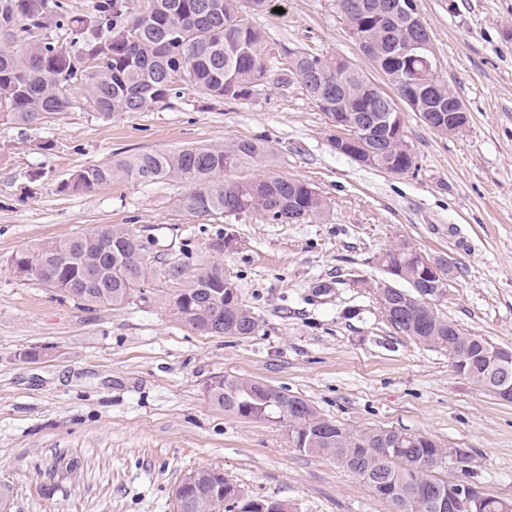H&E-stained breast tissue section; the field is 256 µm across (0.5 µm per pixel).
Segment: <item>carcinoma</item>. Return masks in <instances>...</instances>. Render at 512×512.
I'll return each mask as SVG.
<instances>
[{
  "label": "carcinoma",
  "instance_id": "obj_1",
  "mask_svg": "<svg viewBox=\"0 0 512 512\" xmlns=\"http://www.w3.org/2000/svg\"><path fill=\"white\" fill-rule=\"evenodd\" d=\"M269 0H95L94 16L70 15L60 0H0V35L44 30L69 32L57 44L38 41L18 53L0 51V119L28 126L71 108L66 85L80 75L96 110L144 112L166 103L174 80L199 94L226 102L246 100L271 83L283 87L298 77L328 119L356 126L372 148L364 165L406 174L414 156L405 135L380 121L397 111L393 97L372 83L349 60L328 58L276 42L251 22ZM392 0H336V13L356 31V42L394 89L407 93L412 76L427 73L426 62L400 53L407 38L430 36L418 13H394ZM448 85L437 80L422 95L420 111L447 112ZM267 145L239 140L227 145L189 146L144 152L129 159L76 171L61 189L90 192L126 174L145 183L176 180L187 191L183 209L199 216L239 218L258 214L270 224H301L320 217L325 198L308 183L279 175L226 181L224 173L258 163ZM414 249L402 242L382 253L386 277L374 290L381 309L398 331L427 346L445 349L454 367L481 388L499 369L483 352L494 345L468 334L442 316ZM150 255L123 224L95 233L46 241L12 259L23 277L37 280L75 304L122 305L151 272ZM101 267L98 279L86 270ZM177 319L201 335L252 336L259 328L253 311L234 283H225L224 264L214 260L199 269L193 285L173 301ZM207 397L240 417L263 418L262 408L276 401L274 417L288 422L299 449L335 460L360 478L395 512H436L431 503L448 499V483L431 475L430 462L448 449L423 435H402L386 428L353 430L325 419L305 400L263 382L221 375L206 383ZM299 409H293V406ZM330 428L324 434L322 429ZM202 482L193 504L205 512L218 471L199 469ZM238 512H283L281 505L238 493ZM470 512H512L495 498L471 504Z\"/></svg>",
  "mask_w": 512,
  "mask_h": 512
}]
</instances>
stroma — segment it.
<instances>
[{
    "label": "stroma",
    "instance_id": "obj_1",
    "mask_svg": "<svg viewBox=\"0 0 512 512\" xmlns=\"http://www.w3.org/2000/svg\"><path fill=\"white\" fill-rule=\"evenodd\" d=\"M440 78L468 110L442 136L403 109L415 165L366 167L331 146L327 116L300 84L239 102L177 83L145 112H97L81 82L68 112L25 127L0 121V490L8 512H173L174 487L199 468L289 512H394L336 461L296 448L287 423L210 403L207 382L231 374L308 401L352 429L422 434L445 448L437 478L512 500V403L454 368L446 350L395 330L373 291L379 256L407 241L444 259L453 278L437 303L448 320L512 349V0H416ZM258 27L288 45L343 56L380 88L335 0H271ZM257 140L271 153L236 176L280 175L323 195L313 223H226L183 210V184L119 177L60 192L76 170L143 152ZM107 224L143 241L154 272L120 306H78L18 277L13 256ZM234 250L217 253L224 232ZM260 321L255 335L203 336L174 315L175 295L211 260ZM180 277L167 273L169 266Z\"/></svg>",
    "mask_w": 512,
    "mask_h": 512
}]
</instances>
